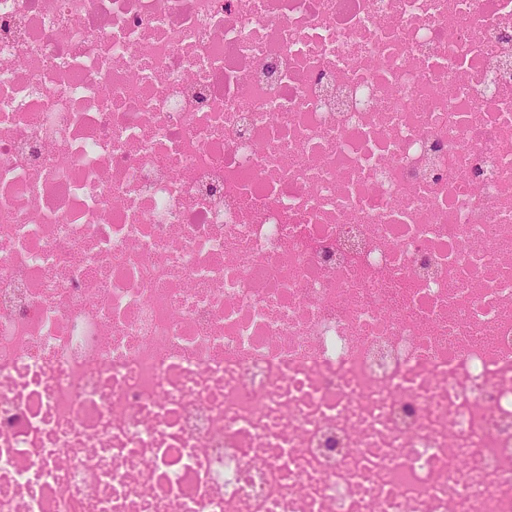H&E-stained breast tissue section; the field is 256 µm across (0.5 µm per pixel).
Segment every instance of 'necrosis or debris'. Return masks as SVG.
Here are the masks:
<instances>
[{
	"mask_svg": "<svg viewBox=\"0 0 512 512\" xmlns=\"http://www.w3.org/2000/svg\"><path fill=\"white\" fill-rule=\"evenodd\" d=\"M512 0H0V512H512Z\"/></svg>",
	"mask_w": 512,
	"mask_h": 512,
	"instance_id": "1",
	"label": "necrosis or debris"
}]
</instances>
